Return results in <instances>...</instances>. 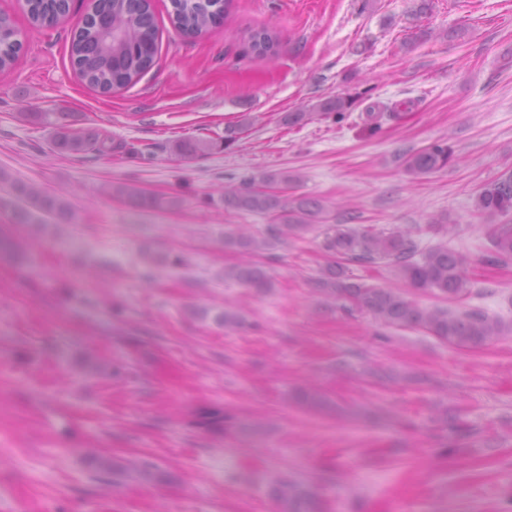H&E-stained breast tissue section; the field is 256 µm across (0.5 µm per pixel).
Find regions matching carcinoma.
Here are the masks:
<instances>
[{
  "label": "carcinoma",
  "mask_w": 512,
  "mask_h": 512,
  "mask_svg": "<svg viewBox=\"0 0 512 512\" xmlns=\"http://www.w3.org/2000/svg\"><path fill=\"white\" fill-rule=\"evenodd\" d=\"M229 0H171V22L181 33L205 36L224 18ZM27 15L34 25H51L69 11V0H25ZM157 34L153 0H93L90 10L71 42V60L83 80L102 92L123 88L138 80L155 64ZM277 36L268 29L250 35V48L258 57L268 56ZM23 43L18 39L9 16L0 13V70L11 67ZM354 103L353 98L330 96L316 106L318 114L340 119ZM55 148L64 153L106 151L97 136L59 128L54 134ZM218 144L205 139L181 140L174 145L183 159L203 155ZM453 158L446 142L409 154L405 169L422 176L448 166ZM294 181L286 171L263 172L246 179L241 186L224 189V208L237 212L258 213L270 217L266 237L258 238L240 228L224 236V247L248 256V259L224 271V278L253 290L267 293L273 281L258 261L272 242L300 238L321 220L323 205L303 195L262 190L264 186L285 187ZM0 184L14 203L17 224H46L52 220L73 221L76 215L69 203L58 195L45 193L34 186L10 180L0 173ZM139 209H157L161 202L139 189L115 188ZM474 215L488 224V246L484 260L492 266L512 263V172L484 184L474 199ZM322 248L328 261L315 279L316 290L324 305L336 306L346 313L364 311L386 325L418 328L458 348L484 345L502 335L501 320L479 308H427L408 299L399 288H376L349 281L347 265L373 266L385 259L403 286L429 292L450 303H460L471 294L467 277L470 264L466 253L444 244L419 248L411 231L394 228L387 232L371 228L358 229L347 224H330L324 231ZM270 494L281 512H321L315 495L302 486L280 478Z\"/></svg>",
  "instance_id": "obj_1"
}]
</instances>
